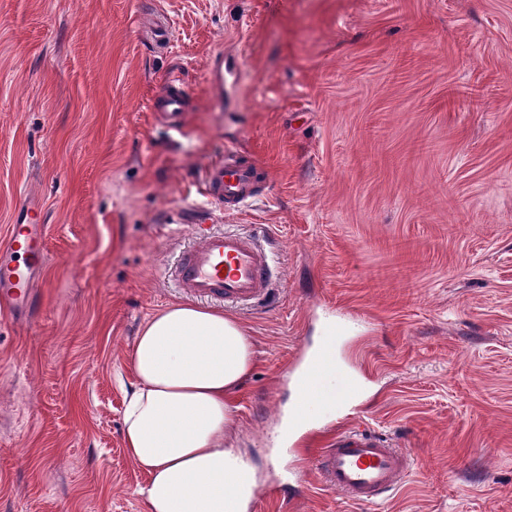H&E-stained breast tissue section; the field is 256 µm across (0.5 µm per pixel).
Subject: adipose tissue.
Segmentation results:
<instances>
[{"mask_svg":"<svg viewBox=\"0 0 512 512\" xmlns=\"http://www.w3.org/2000/svg\"><path fill=\"white\" fill-rule=\"evenodd\" d=\"M256 352L234 317L190 304L152 315L135 339L123 442L150 512H250L257 480L225 443L232 393Z\"/></svg>","mask_w":512,"mask_h":512,"instance_id":"ef3b65f1","label":"adipose tissue"}]
</instances>
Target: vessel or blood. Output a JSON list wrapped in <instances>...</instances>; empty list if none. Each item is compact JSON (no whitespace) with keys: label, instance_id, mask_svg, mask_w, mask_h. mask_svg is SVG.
<instances>
[{"label":"vessel or blood","instance_id":"vessel-or-blood-1","mask_svg":"<svg viewBox=\"0 0 512 512\" xmlns=\"http://www.w3.org/2000/svg\"><path fill=\"white\" fill-rule=\"evenodd\" d=\"M189 101L181 76L169 77L152 108L173 131H180ZM258 170L243 163L233 151L206 169L205 194L225 214L239 213L253 199ZM35 206H21L15 224L0 238V306L27 314L33 308L47 259L43 224ZM183 296L210 301L237 310L269 302L274 292L275 264L271 250L259 237L215 229L210 224L191 227V242L165 271ZM409 459L399 449L366 429L337 431L326 447L317 449L313 467L321 480L362 502H376L406 477Z\"/></svg>","mask_w":512,"mask_h":512}]
</instances>
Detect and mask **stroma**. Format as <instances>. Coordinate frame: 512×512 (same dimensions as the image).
<instances>
[{
	"label": "stroma",
	"instance_id": "obj_1",
	"mask_svg": "<svg viewBox=\"0 0 512 512\" xmlns=\"http://www.w3.org/2000/svg\"><path fill=\"white\" fill-rule=\"evenodd\" d=\"M176 72L178 133L152 109ZM228 149L262 174L235 216L203 196ZM30 200L48 261L27 320L0 313V512H149L129 357L183 301L163 271L193 209L277 255L272 301L235 314L253 512H512V0H0V236ZM340 426L408 456L382 501L306 465Z\"/></svg>",
	"mask_w": 512,
	"mask_h": 512
}]
</instances>
